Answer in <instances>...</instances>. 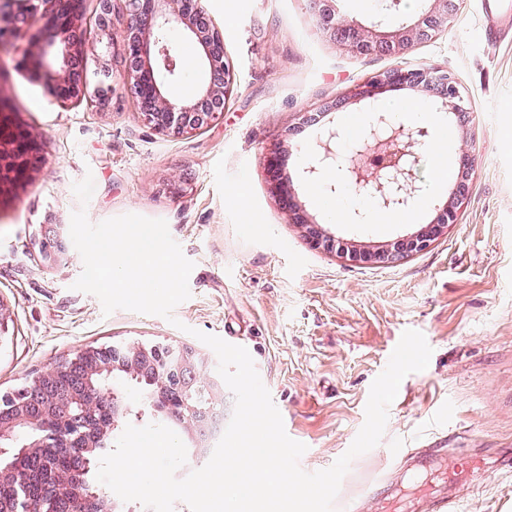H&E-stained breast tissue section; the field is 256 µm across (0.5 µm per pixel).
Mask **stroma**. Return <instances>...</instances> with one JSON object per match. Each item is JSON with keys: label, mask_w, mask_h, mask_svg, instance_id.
Segmentation results:
<instances>
[{"label": "stroma", "mask_w": 512, "mask_h": 512, "mask_svg": "<svg viewBox=\"0 0 512 512\" xmlns=\"http://www.w3.org/2000/svg\"><path fill=\"white\" fill-rule=\"evenodd\" d=\"M483 2L463 0L436 39L393 59L342 49L308 0H204L234 90L223 120L183 137L141 122L123 80V0H112L114 25L84 61L91 83L111 79L108 106L61 105L43 76L0 54V96L43 148L31 180L0 197V394L90 346L165 343L217 366L201 331L248 349L287 434L307 447L300 467L316 472L350 447L373 380L414 329L433 349L429 365L403 379L380 443L352 461L341 494L390 469L392 454L441 442L452 464L483 460L455 481L457 512H512V33L476 38ZM396 65L458 79L461 118L432 90L388 87L381 97L421 99L442 117L474 156L469 194L428 250L359 265L309 246L272 193L264 158L277 155L308 221L337 239L375 249L429 224L455 187L451 178L436 186L430 156L418 176L433 205L400 224L328 222L300 175L325 129L368 109L351 89ZM88 174L95 190L84 205L73 185ZM80 208L94 223L128 213L166 221L194 264L173 320L106 316L97 297L74 290L83 261L69 228Z\"/></svg>", "instance_id": "1"}]
</instances>
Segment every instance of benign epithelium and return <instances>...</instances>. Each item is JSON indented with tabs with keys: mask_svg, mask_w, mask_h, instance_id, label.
Wrapping results in <instances>:
<instances>
[{
	"mask_svg": "<svg viewBox=\"0 0 512 512\" xmlns=\"http://www.w3.org/2000/svg\"><path fill=\"white\" fill-rule=\"evenodd\" d=\"M379 19L370 26L347 18L336 7V0H311L318 25L346 51L360 56L404 55L414 44L436 38L459 13L462 0H423L410 16L402 15V0H380ZM126 23L123 30L124 72L136 99L142 122L163 136L188 135L223 117L226 98L233 91L234 76L224 61V37L205 17L199 0H124ZM76 0H36L29 14L17 18L0 6V49L17 54V65L36 63L46 69L49 88L60 103L67 105L84 99L99 106L109 101L111 85L89 86L87 73L74 72L72 63L88 53L96 52L91 33H75ZM96 28H112V0H99ZM178 30L195 47L206 65L210 80L182 101L167 96L169 83L178 80L182 63L170 34ZM62 59L61 72L50 69L47 60ZM391 85L411 88L435 87L453 114H463L465 100L457 79L438 68L393 66L364 80L352 89L353 97L373 100ZM8 106L0 101V163L9 166L10 177L0 187L26 182L40 161L41 147L32 135L19 140L6 132L16 126L1 115ZM429 130L413 122L395 120L380 113L357 136L350 139L343 127L325 130L318 148L307 156L302 177L319 181L328 173L335 177L325 183L330 193L345 187L353 190L374 208L394 213L410 208L423 192L417 171L421 148L427 143ZM265 168L274 182L275 194H284L285 183L280 174L278 157L265 158ZM468 196V184H458L448 201L436 208L433 222L391 247L361 251L353 246H335V237L321 227L308 223L299 205L288 202L295 223L305 225L309 244L315 249L336 250L339 257L353 263L379 264L395 261L427 250L448 225ZM134 360H117L103 349L87 347L67 361L38 372L26 385L0 395V484H10L21 459L52 444H83L86 461H91L97 448L85 432L75 431V418H94L108 412L107 430L115 432L133 413L122 388L124 380L136 378V359L147 357L154 349L131 345ZM86 368L93 378L81 391L58 393L52 390L59 376L71 367ZM170 374L188 373L192 379L183 387L175 403L164 399L166 377L158 374L151 380V391L144 398L159 402L155 410L174 420L190 437L198 435V425L214 408L224 404V381L189 349L180 350L168 370ZM37 389L45 394L46 404L39 415L28 411L23 392ZM99 501L100 512H124L122 503L107 492L100 496L85 489Z\"/></svg>",
	"mask_w": 512,
	"mask_h": 512,
	"instance_id": "7a95c632",
	"label": "benign epithelium"
}]
</instances>
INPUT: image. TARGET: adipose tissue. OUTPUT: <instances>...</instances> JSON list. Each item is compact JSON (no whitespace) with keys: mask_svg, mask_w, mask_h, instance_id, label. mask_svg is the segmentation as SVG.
Segmentation results:
<instances>
[{"mask_svg":"<svg viewBox=\"0 0 512 512\" xmlns=\"http://www.w3.org/2000/svg\"><path fill=\"white\" fill-rule=\"evenodd\" d=\"M380 111L390 112L400 120H411L432 127L434 134L425 150L434 160L438 180H445L454 163L455 144L449 143L446 126L441 122L430 105L421 100H386L379 106ZM316 201L329 221L343 222L352 207H359L363 221L367 224H394L401 221L398 213L386 214L372 209L368 204H356L352 194L340 196L317 195Z\"/></svg>","mask_w":512,"mask_h":512,"instance_id":"adipose-tissue-1","label":"adipose tissue"}]
</instances>
